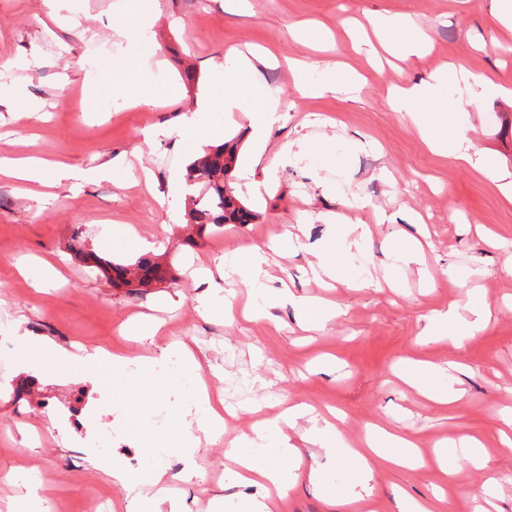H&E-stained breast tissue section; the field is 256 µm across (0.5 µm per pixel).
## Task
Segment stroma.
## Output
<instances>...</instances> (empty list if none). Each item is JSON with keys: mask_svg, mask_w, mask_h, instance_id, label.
<instances>
[{"mask_svg": "<svg viewBox=\"0 0 512 512\" xmlns=\"http://www.w3.org/2000/svg\"><path fill=\"white\" fill-rule=\"evenodd\" d=\"M128 0H65L56 18L43 0H0V156H41L92 179L64 181L36 191L0 175V512H23V498L43 500L68 512H123V486L102 469L130 465L142 456L140 429L164 439L193 406L182 385L154 374L151 394L138 388L141 375L102 371L98 382L36 377L13 370L19 340L46 339L77 351L105 346L128 357L152 356L172 341L192 346L202 374L224 394L231 412L225 437L248 431L252 422L297 403L319 416L341 415L336 426L352 442L370 426L412 436L423 458L418 467L381 466L372 493L361 500L326 486L342 470L330 449L303 443L314 424L299 420L290 435L301 443L302 468L316 467L319 484L299 478L271 512H412L415 504L447 501L446 512H472L484 495L488 512H512V447L501 441L512 413V202L494 176L454 157L433 154L416 123L393 111L387 92L395 84L426 78L444 65L481 74L512 89V36L505 34L491 0H152L149 21L158 49L145 53L139 83L177 85L175 99L131 106L103 89L98 111L84 107L88 66L123 54L117 31ZM411 17L429 27L431 48L411 57L370 62L367 55L338 48L337 55L363 77L356 96L308 97L295 88L288 60L325 61V54L291 37L289 27L313 22L331 31L373 17ZM271 49L278 66L262 68L259 80L277 91L287 110L266 134V149L251 179L231 177L237 198L257 214L249 224L198 231L188 224L186 168L191 155L179 136L182 116L206 100L213 74L228 48ZM37 103L39 112L19 116L13 93ZM464 135L474 151L512 174V100L491 98L473 106ZM366 138L371 148L353 151ZM322 140L327 156L289 161L285 145ZM130 163L148 170L151 186H125L96 176L103 165ZM265 182L253 191L251 181ZM420 216L426 238L420 263L385 277L389 253L416 229L405 213ZM173 223L172 232L161 227ZM369 225L352 252H337L338 278L322 284L310 273L314 251L335 224ZM292 224L302 225V248L278 244ZM157 241L152 258L170 272L158 288L112 287L90 273L71 249H85L126 263L143 256L124 243L125 227ZM266 249L268 318L225 321L202 311V290L193 272L214 268L239 247ZM46 259L58 280L36 286L16 265ZM289 297H282V290ZM480 296L488 321L455 346V323L440 339L419 335L432 316L456 307L471 319L469 304ZM319 300L341 313L317 329L299 326L298 302ZM161 324L155 337L126 334L131 316ZM424 361L447 367L456 402L434 405L399 377L402 366ZM135 424L123 422L126 407ZM119 440L103 450L88 445L104 431ZM473 436L483 445L479 467L447 478L434 459L438 443ZM205 443L201 477L181 479L175 451L158 457L167 470L164 491L145 512H234L240 499L260 496L241 485L224 457L223 441Z\"/></svg>", "mask_w": 512, "mask_h": 512, "instance_id": "35a3bbf8", "label": "stroma"}]
</instances>
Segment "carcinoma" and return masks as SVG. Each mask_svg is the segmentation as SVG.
Instances as JSON below:
<instances>
[{"mask_svg": "<svg viewBox=\"0 0 512 512\" xmlns=\"http://www.w3.org/2000/svg\"><path fill=\"white\" fill-rule=\"evenodd\" d=\"M240 143L241 137L237 136L195 157L187 166L190 185L202 186L201 194L193 200L190 210V221L200 229L208 226L221 228L225 224H249L256 219V214L236 198L228 181V173L235 169L239 161ZM78 255L86 267L101 272L112 280V284L131 286L123 275L125 264L94 252L80 251ZM134 266L148 281L164 280L160 266L148 257L138 259Z\"/></svg>", "mask_w": 512, "mask_h": 512, "instance_id": "1", "label": "carcinoma"}]
</instances>
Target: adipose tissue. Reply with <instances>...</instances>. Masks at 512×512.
<instances>
[{
	"instance_id": "adipose-tissue-1",
	"label": "adipose tissue",
	"mask_w": 512,
	"mask_h": 512,
	"mask_svg": "<svg viewBox=\"0 0 512 512\" xmlns=\"http://www.w3.org/2000/svg\"><path fill=\"white\" fill-rule=\"evenodd\" d=\"M149 11L148 0H131L125 21L118 31L119 37L126 44V54L118 61L98 69V81L112 86L114 91L135 93L139 90V58L144 51L153 47L151 28L144 20ZM289 68L300 92L306 96L335 92L352 86L357 80L356 72L343 62L325 65L319 79L315 81L304 78L301 62L290 61ZM215 82V93L200 110L185 117L180 131L183 144L192 149L218 138L219 132L213 125V116L237 111L247 114L253 126L254 153L262 155L266 147L265 130L282 119L279 97L259 85L252 60L235 49L225 54L224 64L217 70ZM510 95L511 89L494 84L485 77L440 70L431 74L427 80L393 87L389 103L394 111L412 117L431 152L438 155L449 153L457 160L471 165L475 159L461 128L469 107L487 98ZM0 174L42 185L67 177L63 168L38 157L0 158ZM366 232L367 227L363 224L337 225L332 238L315 252V262L311 266L313 274L335 277L336 250L347 251L358 246ZM265 261L263 247L253 244L242 249L231 260L228 268L218 269L213 275L204 274L202 282L208 289L205 299L210 309L228 308L223 283L234 276L247 279L255 293H262ZM13 363L21 370L48 372L59 378H75L99 373L107 365L117 370L123 369L127 360L102 347L74 356L47 340L38 339L23 342ZM194 405L196 411L192 420L175 425L164 441L165 447L177 449L183 462L182 473L189 478L199 476L201 472V439L214 440L224 432V402L217 393L209 390L206 385H199ZM310 412L311 408L307 404H296L284 413L256 425L251 435L243 437L237 447L230 449V457L235 458L241 468L239 478L244 485L260 486L265 492L275 493L281 499L287 497L297 482L300 463V450L291 444L287 431ZM305 440L333 450L350 473H353L352 485L362 496L372 491L370 480L376 466H414L418 463L417 447L409 436L383 429L374 430L362 448L351 447L336 427L330 425L306 434ZM257 445L274 448L279 457L278 463L255 457L252 449ZM165 475L166 471L162 468L149 473L133 474L118 464L113 465L108 472L113 483L122 485L128 492L127 512H141V485H162Z\"/></svg>"
}]
</instances>
